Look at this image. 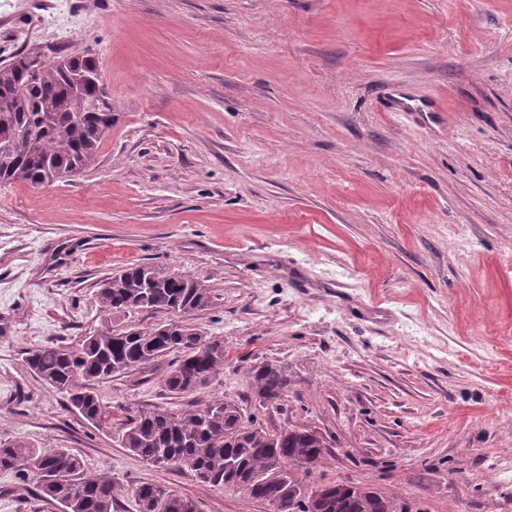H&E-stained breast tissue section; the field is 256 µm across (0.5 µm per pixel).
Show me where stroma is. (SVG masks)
I'll list each match as a JSON object with an SVG mask.
<instances>
[{"mask_svg": "<svg viewBox=\"0 0 512 512\" xmlns=\"http://www.w3.org/2000/svg\"><path fill=\"white\" fill-rule=\"evenodd\" d=\"M0 0V64L95 55L112 127L94 162L0 186V442L67 448L112 478L113 512L151 481L204 512H273L147 465L118 432L139 411L237 402L267 431H316L308 477L407 512H512V0ZM193 275L224 341L203 396L169 393L175 355L96 383L95 426L25 366L163 312H108L113 272ZM288 386L260 406L253 366ZM0 512H61L0 471Z\"/></svg>", "mask_w": 512, "mask_h": 512, "instance_id": "obj_1", "label": "stroma"}]
</instances>
